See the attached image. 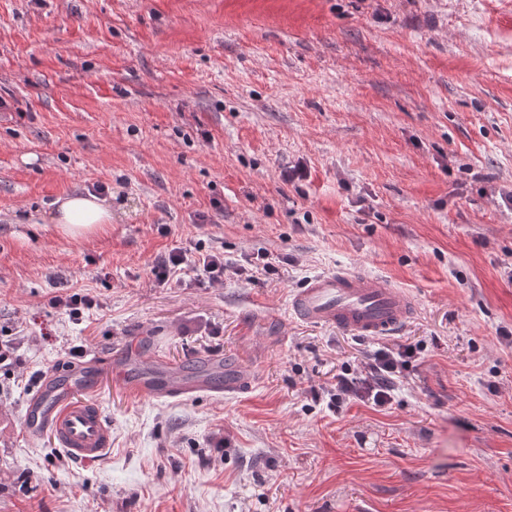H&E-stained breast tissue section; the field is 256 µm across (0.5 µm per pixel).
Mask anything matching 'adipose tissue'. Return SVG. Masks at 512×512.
Returning a JSON list of instances; mask_svg holds the SVG:
<instances>
[{"mask_svg": "<svg viewBox=\"0 0 512 512\" xmlns=\"http://www.w3.org/2000/svg\"><path fill=\"white\" fill-rule=\"evenodd\" d=\"M50 221L64 236L84 239L105 231L112 221V205L89 192L70 194L56 200Z\"/></svg>", "mask_w": 512, "mask_h": 512, "instance_id": "1", "label": "adipose tissue"}]
</instances>
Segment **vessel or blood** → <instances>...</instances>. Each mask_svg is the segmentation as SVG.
<instances>
[{
    "instance_id": "b4317fda",
    "label": "vessel or blood",
    "mask_w": 512,
    "mask_h": 512,
    "mask_svg": "<svg viewBox=\"0 0 512 512\" xmlns=\"http://www.w3.org/2000/svg\"><path fill=\"white\" fill-rule=\"evenodd\" d=\"M290 307L300 320L336 326L362 336H382L398 329L414 309L402 289L379 279L345 270L310 279L293 294ZM98 363L89 359L80 368H58L41 380L25 406L24 420L33 437L50 434L58 447L86 463L102 458L112 433L100 407L87 392L96 379ZM131 391L153 398H175L199 392L234 395L250 386L246 368L225 369L223 377H188L157 360L136 373L119 371Z\"/></svg>"
}]
</instances>
